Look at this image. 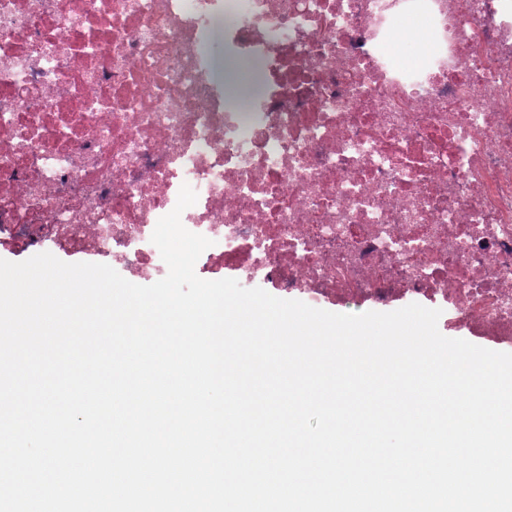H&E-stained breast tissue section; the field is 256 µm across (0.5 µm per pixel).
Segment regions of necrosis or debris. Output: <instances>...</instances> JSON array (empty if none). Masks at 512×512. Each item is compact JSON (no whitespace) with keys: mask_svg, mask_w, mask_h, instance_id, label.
Masks as SVG:
<instances>
[{"mask_svg":"<svg viewBox=\"0 0 512 512\" xmlns=\"http://www.w3.org/2000/svg\"><path fill=\"white\" fill-rule=\"evenodd\" d=\"M421 16L408 66L389 42ZM199 272L512 345L504 0H0V248L132 283L182 185Z\"/></svg>","mask_w":512,"mask_h":512,"instance_id":"4bbe7bcc","label":"necrosis or debris"}]
</instances>
